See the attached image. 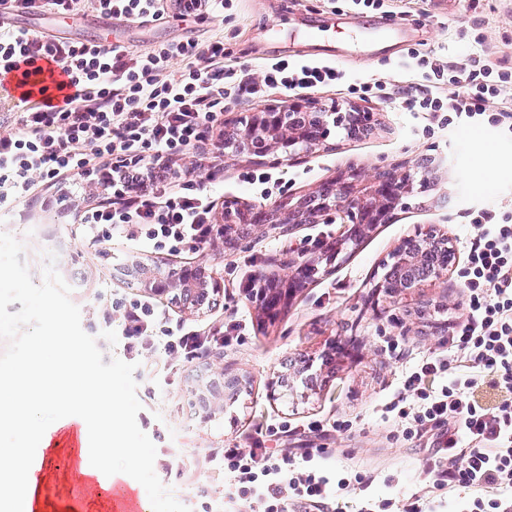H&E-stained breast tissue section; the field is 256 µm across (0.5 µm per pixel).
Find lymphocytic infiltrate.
Instances as JSON below:
<instances>
[{
  "label": "lymphocytic infiltrate",
  "instance_id": "f902f5d3",
  "mask_svg": "<svg viewBox=\"0 0 512 512\" xmlns=\"http://www.w3.org/2000/svg\"><path fill=\"white\" fill-rule=\"evenodd\" d=\"M231 6L232 0H0V10L18 16L92 11L139 22L220 17ZM224 56L220 36L206 44L186 39L133 50L1 29L0 72L49 59L67 76L68 92L39 99L20 114L15 133L0 136V201L23 199L38 184L68 175L107 170L117 186L136 181L143 189L85 210L80 220L90 240L106 241L118 231L156 249L206 248L212 202L195 177L168 185L170 162L220 126L225 98L330 86L341 78L324 62L276 61L262 65L255 79L225 67ZM411 57L410 80L430 87L407 91L404 109L443 113L447 124L488 118L512 135V110L490 116L485 108L488 99L512 90L511 71L483 55L453 62L417 51ZM176 61L183 68L174 78L169 69ZM116 156L121 164H113ZM473 222L479 232L466 244L467 315L449 350L416 362L403 375L398 396L384 406L405 440L432 441L436 460L423 474L421 493L374 499L367 475L322 466L325 449L276 452L259 436L249 449L220 448L208 460L230 499L250 501L254 512H329L338 495L356 489L358 512H430L429 502L464 488L471 492L465 512H512V215L488 210ZM115 321L129 354L165 356L156 369L161 379L170 362L230 345L238 328L231 320L215 332L191 329L146 302L117 311L103 306V325Z\"/></svg>",
  "mask_w": 512,
  "mask_h": 512
}]
</instances>
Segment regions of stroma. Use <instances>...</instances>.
Instances as JSON below:
<instances>
[{
    "instance_id": "obj_1",
    "label": "stroma",
    "mask_w": 512,
    "mask_h": 512,
    "mask_svg": "<svg viewBox=\"0 0 512 512\" xmlns=\"http://www.w3.org/2000/svg\"><path fill=\"white\" fill-rule=\"evenodd\" d=\"M402 5L407 16L395 33L388 29L389 6L351 8L327 0H233L228 21L172 19L144 22L135 29L125 20L103 17L91 31L96 41L136 50L186 38L205 42L220 33L228 63L249 70L279 60L335 65L342 80L303 97L326 107L351 103L373 113L367 134L351 138L332 129L324 145L284 162L225 155L223 138L215 135L206 149L181 156L171 172L179 178L215 167L206 188L218 219L227 205H271L354 168L382 172L428 159L429 191L405 199L389 223L377 225L359 244L344 242L346 227L335 216L322 224L299 225L286 236L273 231L251 237L245 249L203 255L150 249L119 232L93 246L74 219L76 209L86 205L78 176L38 187L19 206L0 209V231L23 242V259L34 282L42 281L47 256L55 254V267L80 308L82 328L108 360H123L127 354L120 327L107 332L99 326L97 306L105 297L126 304L145 301L141 285L122 274L132 260H161L175 267L202 259L220 278L223 289L215 305L203 312H188L167 298L159 305L170 320L202 330L236 318L238 340L178 364L162 382L152 372L158 358L151 353L139 358L134 373L142 404L137 423L158 451L169 454L173 466L161 481L191 512H250L246 504L227 503L224 481L212 476L206 461L215 448H249L261 431H270L267 446L274 451L327 449V468L371 476L368 492L379 500L419 492L421 472L435 457L429 443L404 441L382 407L396 394L405 369L446 349L464 318L465 241L477 233L471 216L481 210L512 212V137L487 123L460 128L424 112L403 111L398 103L405 88L400 67L413 49L459 59L462 45L480 35L491 59L512 70V0H481L476 9L471 0H403ZM306 25L319 29V38L301 39L297 31ZM370 79L384 82L389 97L350 93V83ZM252 171L266 173L269 183L244 182V174ZM420 228L436 229L450 240L456 261L447 276L426 283L408 300L374 295L384 263ZM300 252L319 258L317 275L275 318L266 317L256 296L239 290L238 280L253 272L269 281ZM390 339L399 341L400 357L389 355ZM335 346L340 349L336 368L323 374L315 389L298 382L287 397L270 398L271 380L290 362L319 358ZM219 359L241 376L242 390L225 398L223 413L209 418L197 400L200 377ZM337 421L343 422L342 430H334ZM313 422L320 423V430L309 431ZM47 474L46 512H61L67 505L78 512H111L107 499L86 496L77 479L65 476L58 464H50Z\"/></svg>"
}]
</instances>
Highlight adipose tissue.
Instances as JSON below:
<instances>
[{
    "instance_id": "ef3b65f1",
    "label": "adipose tissue",
    "mask_w": 512,
    "mask_h": 512,
    "mask_svg": "<svg viewBox=\"0 0 512 512\" xmlns=\"http://www.w3.org/2000/svg\"><path fill=\"white\" fill-rule=\"evenodd\" d=\"M34 359L0 373V415L20 417L25 432L23 449L0 448V476L8 478L0 488V512H42V470L47 457L67 452L80 475L89 471L110 473L114 452L112 435L116 426L111 380L100 377L90 363L65 375L62 366L71 360L67 338L46 332L37 336ZM60 405L54 423L39 421L36 408ZM77 430L70 438L60 435L67 424ZM96 456L95 469L85 460Z\"/></svg>"
}]
</instances>
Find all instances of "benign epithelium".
Masks as SVG:
<instances>
[{
    "label": "benign epithelium",
    "mask_w": 512,
    "mask_h": 512,
    "mask_svg": "<svg viewBox=\"0 0 512 512\" xmlns=\"http://www.w3.org/2000/svg\"><path fill=\"white\" fill-rule=\"evenodd\" d=\"M373 113L363 112L350 103L336 102L329 107H316L307 102L286 100L271 104L260 112H249L233 121V126L224 132V153L244 154L241 142L254 141L258 151L277 154L290 161L300 152H307L324 144L331 128L356 126L358 132L371 128ZM110 183V175L102 172L97 178L83 184L84 193L94 197ZM430 184L417 178V171L407 167L385 176L370 173L365 168L353 169L332 180L329 191L320 185L305 197L292 202L281 201L272 207L254 205L245 209H224L223 224L210 249L224 248V235L238 224H247L254 232L270 230L287 233L300 224H319L334 211L346 218L347 230L353 240L368 232L376 224L390 221L391 211L403 199L414 193H424ZM135 279L152 296L163 297L171 293L179 296L190 312H197L210 305V295L220 290L214 273L199 261L185 266L187 271L198 270L206 287L198 288L195 282L181 279L183 272L165 273L155 261L135 259L130 266ZM303 287L299 276V263L292 261L282 265L281 272L270 281L268 293L261 295V312L274 317L272 309L280 302L293 297L296 289ZM226 368L217 361L210 364L209 387L201 393L206 416L224 411L223 389L231 388L224 383Z\"/></svg>",
    "instance_id": "1"
}]
</instances>
